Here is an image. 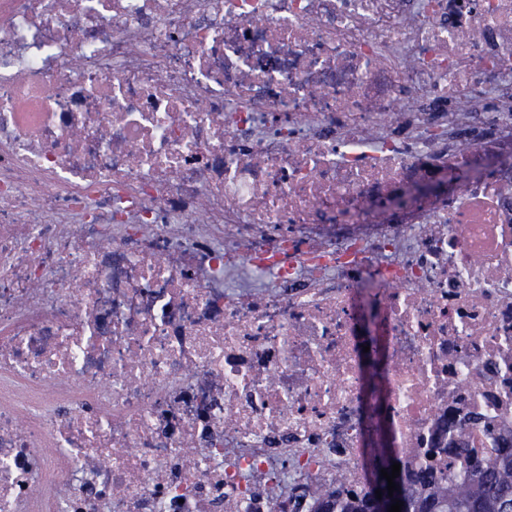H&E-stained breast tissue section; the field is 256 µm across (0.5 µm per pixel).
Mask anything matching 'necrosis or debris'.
<instances>
[{
    "instance_id": "1",
    "label": "necrosis or debris",
    "mask_w": 512,
    "mask_h": 512,
    "mask_svg": "<svg viewBox=\"0 0 512 512\" xmlns=\"http://www.w3.org/2000/svg\"><path fill=\"white\" fill-rule=\"evenodd\" d=\"M510 434L512 0H0V512Z\"/></svg>"
}]
</instances>
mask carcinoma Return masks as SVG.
<instances>
[{"mask_svg": "<svg viewBox=\"0 0 512 512\" xmlns=\"http://www.w3.org/2000/svg\"><path fill=\"white\" fill-rule=\"evenodd\" d=\"M407 477L409 512H506L512 509V441L502 440L490 458L466 454L458 480L441 482L430 465L413 469L401 463ZM310 512H368L367 490L348 497L331 487H306Z\"/></svg>", "mask_w": 512, "mask_h": 512, "instance_id": "1", "label": "carcinoma"}]
</instances>
